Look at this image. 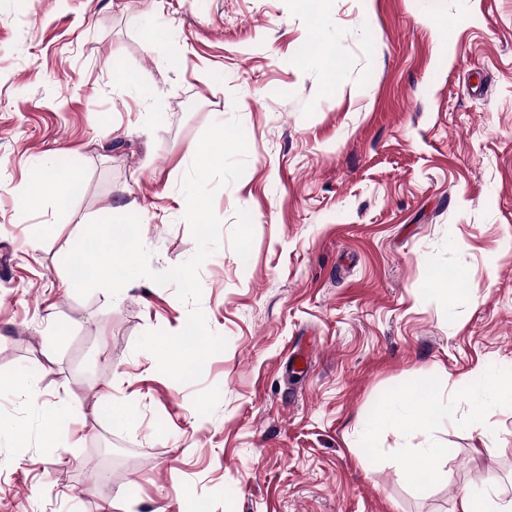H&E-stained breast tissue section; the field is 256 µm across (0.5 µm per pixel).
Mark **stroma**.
Segmentation results:
<instances>
[{
  "label": "stroma",
  "instance_id": "1",
  "mask_svg": "<svg viewBox=\"0 0 512 512\" xmlns=\"http://www.w3.org/2000/svg\"><path fill=\"white\" fill-rule=\"evenodd\" d=\"M234 119L246 169L199 269L227 344L182 384L136 347L184 328L175 287L82 297L64 258L133 214L152 270L190 259L181 182ZM479 368L512 374V0H0V377L38 392L0 388V512L512 496V403L462 397ZM425 384L447 424L386 419ZM58 409L72 425L45 433ZM432 442L439 476L407 483Z\"/></svg>",
  "mask_w": 512,
  "mask_h": 512
}]
</instances>
